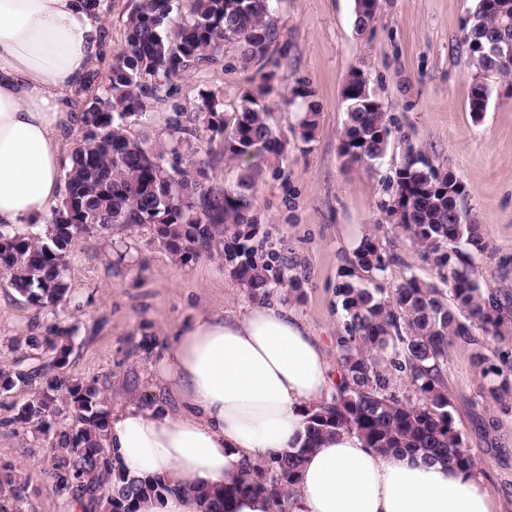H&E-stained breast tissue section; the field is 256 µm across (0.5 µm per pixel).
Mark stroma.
Returning a JSON list of instances; mask_svg holds the SVG:
<instances>
[{
  "label": "stroma",
  "instance_id": "1",
  "mask_svg": "<svg viewBox=\"0 0 512 512\" xmlns=\"http://www.w3.org/2000/svg\"><path fill=\"white\" fill-rule=\"evenodd\" d=\"M474 4L380 0L372 28L361 35L354 29V0L278 4L274 19L287 44L278 55L283 88L264 103L286 151L276 175L258 184L260 231L253 245L257 260L290 269L301 281L302 299L284 286L272 289L271 296L311 327L328 354L336 352L334 336L341 325L336 284L363 237L379 236L393 258L384 274L386 287L411 274L438 278L435 265L392 228L381 208L388 180L410 144L464 185L465 205L490 246L475 258L477 274L491 288L512 295V97L493 96L481 119H473L474 67L462 27ZM355 69L364 72L391 119L387 152L372 167L345 166L339 151L346 118L342 91ZM255 85L235 46L225 45L217 62L178 79L176 95L130 124L128 132L146 147H161L174 112L196 117L202 94L212 93L223 101L229 119ZM299 85L313 91L319 111L307 143L296 135L305 110L292 94ZM120 246L129 251L122 265L115 255ZM66 275L71 298L54 315L76 330L65 374L96 382L109 411L126 403L175 407L172 392L147 380L161 352L199 314L237 311L250 302L222 259L204 256L183 264L145 229L73 240ZM36 323L35 308L0 277V368L20 358L30 365L44 359L43 351L11 345ZM444 370L456 427L496 512H512V411L480 395L469 349L449 346ZM33 392L23 385L0 392V464L10 463L29 481L19 512H68L70 494L56 491L50 479L56 451L37 430L12 421Z\"/></svg>",
  "mask_w": 512,
  "mask_h": 512
}]
</instances>
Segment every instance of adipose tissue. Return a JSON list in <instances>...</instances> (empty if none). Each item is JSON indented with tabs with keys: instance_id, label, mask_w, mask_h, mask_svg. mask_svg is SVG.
<instances>
[{
	"instance_id": "ef3b65f1",
	"label": "adipose tissue",
	"mask_w": 512,
	"mask_h": 512,
	"mask_svg": "<svg viewBox=\"0 0 512 512\" xmlns=\"http://www.w3.org/2000/svg\"><path fill=\"white\" fill-rule=\"evenodd\" d=\"M100 0H0V225L42 224L59 199L73 101L108 58ZM179 411L116 408L111 466L174 491L141 512H205L192 488H219L243 462L301 447L305 412L333 390L332 363L307 323L273 300L198 317L152 367ZM290 512H494L477 470L383 453L354 433L306 457Z\"/></svg>"
}]
</instances>
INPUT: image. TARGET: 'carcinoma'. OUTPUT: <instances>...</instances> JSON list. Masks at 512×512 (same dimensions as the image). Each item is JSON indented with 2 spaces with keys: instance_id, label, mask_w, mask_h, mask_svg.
Segmentation results:
<instances>
[{
  "instance_id": "1",
  "label": "carcinoma",
  "mask_w": 512,
  "mask_h": 512,
  "mask_svg": "<svg viewBox=\"0 0 512 512\" xmlns=\"http://www.w3.org/2000/svg\"><path fill=\"white\" fill-rule=\"evenodd\" d=\"M274 2L191 0L186 19L170 34L173 0H139L105 78V94L80 112L82 135L70 149L59 205L34 233L25 227L0 230V275L37 313H52L70 296L65 271L72 241L110 234L116 226L149 230L184 263L199 259L218 241L224 265L251 299L284 284L302 297L297 279L258 263L248 247L259 231L255 187L268 171H276L273 164L286 149L262 103L275 90L270 65L280 50ZM463 40L475 69L497 71L490 87L472 83L470 112L479 117L493 92L512 96V10L503 11L499 0H477ZM226 42L236 45L243 67L255 69L259 78L257 91L242 97L230 123L212 95L202 96L198 108L203 129L210 139L221 138L224 157L240 169L230 186L209 181L206 162L195 159L196 129L180 117L169 120L170 142L163 150L146 148L128 134L129 122L171 94L174 79L215 61ZM343 98L356 108L346 111L341 143L348 151L342 156L354 165L382 159L390 120L376 97L364 91L358 72L348 76ZM318 116L316 103L309 102L299 127L303 141L313 138ZM440 174L410 146L395 171L394 193L381 203L391 217L393 204L412 199L411 212L395 228L434 263L440 282L412 275L385 288L390 258L378 238H364L335 290L343 314L335 336L339 382L328 400L307 410L305 443L243 466L221 489L195 491L205 512H229V503L247 494L265 495L276 512H288L303 459L321 438L342 431L357 433L380 451L403 448L433 461L475 467L450 412L443 367L448 346L468 348L480 395L512 409V298L501 297L477 276L474 255L487 252L489 243L463 206L464 195L433 190ZM66 211L71 221L63 224L59 216ZM73 332L51 323L44 335L12 339L14 347L43 349L48 359L29 369L1 368L0 391L39 383L12 421L45 434L61 452L52 477L83 512H140L144 502L160 500L173 488L159 476L143 479L107 469V411L100 390L63 374ZM1 483L12 487V497H0V512H16L13 502L23 497L26 485L9 466L0 470Z\"/></svg>"
}]
</instances>
